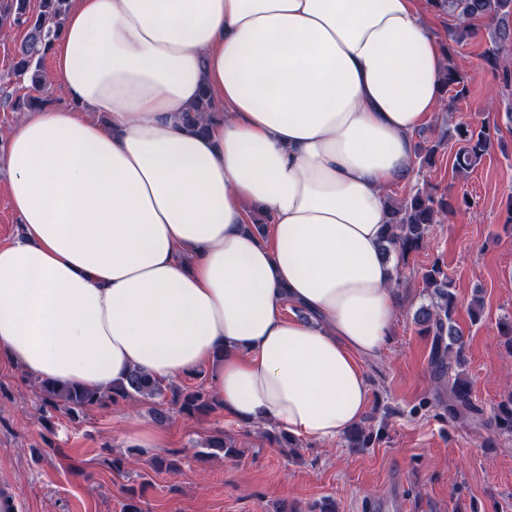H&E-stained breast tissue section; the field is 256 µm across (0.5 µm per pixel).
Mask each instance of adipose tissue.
I'll return each mask as SVG.
<instances>
[{
	"instance_id": "ef3b65f1",
	"label": "adipose tissue",
	"mask_w": 512,
	"mask_h": 512,
	"mask_svg": "<svg viewBox=\"0 0 512 512\" xmlns=\"http://www.w3.org/2000/svg\"><path fill=\"white\" fill-rule=\"evenodd\" d=\"M427 13L426 0H74L51 81L72 106L24 116L6 145L22 232L0 244V360L101 391L216 360L224 410L244 423L322 443L358 424L363 361L397 311L385 193L412 178L440 103ZM204 89L219 116L195 136L176 115Z\"/></svg>"
}]
</instances>
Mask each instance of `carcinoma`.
<instances>
[{
	"instance_id": "1",
	"label": "carcinoma",
	"mask_w": 512,
	"mask_h": 512,
	"mask_svg": "<svg viewBox=\"0 0 512 512\" xmlns=\"http://www.w3.org/2000/svg\"><path fill=\"white\" fill-rule=\"evenodd\" d=\"M436 7L448 14L454 21L450 38L462 44L474 35L471 21L489 19L494 25L491 46L485 52V59L493 66L503 67L505 87L512 86V60L501 56L505 47H512V0H435ZM70 9V0H39L38 11L29 10V0H0V26L7 24L22 26L26 30L13 63V72L25 80L29 88L43 91L48 86L44 68L45 57L59 39L63 20ZM444 86L462 97L467 91L464 74L453 64L448 63L444 73ZM48 99L33 95L13 97L0 88V104L9 103L11 109L20 111L46 105ZM215 112L212 98L207 91H201L196 103L188 112L181 113L185 129L201 134L206 129L204 116ZM498 128L486 124L461 125L452 136L442 135L436 144L425 149L423 162L432 165L439 150L447 139L454 140L456 147L453 169L467 172L473 169L493 147ZM451 202H444L427 192H416L388 206V233L383 256L395 252L401 259L420 250L428 227L437 218L454 211ZM425 291L430 296V304L419 314L426 325V333L432 336L430 367L434 380L439 385L436 399L448 410L455 420H463L470 425L492 433L485 447H495V436L512 435V391L494 404L490 415L477 407L471 396L470 382L463 373L465 365L464 342L454 320L456 294L448 273L439 263H433L423 275ZM43 407L61 409L75 419L107 402L140 401L142 399L163 398L169 387L149 374L132 371L123 382L106 392H98L79 386L62 385L52 381L38 384ZM172 403L177 412L185 416L208 413L222 402L202 387H188L182 391L172 390ZM373 439V430L360 425L349 430L345 441L350 448H368Z\"/></svg>"
}]
</instances>
